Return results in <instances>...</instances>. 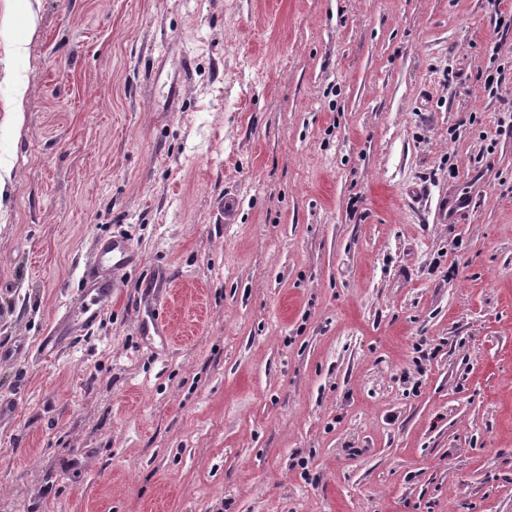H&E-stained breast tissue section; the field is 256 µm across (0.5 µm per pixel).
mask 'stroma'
I'll list each match as a JSON object with an SVG mask.
<instances>
[{"label":"stroma","instance_id":"obj_1","mask_svg":"<svg viewBox=\"0 0 512 512\" xmlns=\"http://www.w3.org/2000/svg\"><path fill=\"white\" fill-rule=\"evenodd\" d=\"M31 3L0 512H512V0ZM96 250L101 261L87 269L84 276L85 297L74 316L81 332H90L112 305V295L118 288V276L132 266L134 255L122 238L98 240Z\"/></svg>","mask_w":512,"mask_h":512}]
</instances>
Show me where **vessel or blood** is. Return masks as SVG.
Masks as SVG:
<instances>
[{"label":"vessel or blood","instance_id":"obj_1","mask_svg":"<svg viewBox=\"0 0 512 512\" xmlns=\"http://www.w3.org/2000/svg\"><path fill=\"white\" fill-rule=\"evenodd\" d=\"M96 250L100 261L87 269L84 276L85 297L74 313L80 330L85 333L95 328L111 306L119 274L135 262L129 246L118 237L98 240Z\"/></svg>","mask_w":512,"mask_h":512}]
</instances>
